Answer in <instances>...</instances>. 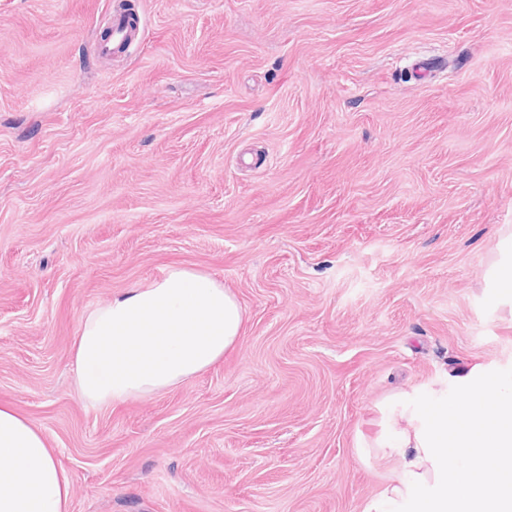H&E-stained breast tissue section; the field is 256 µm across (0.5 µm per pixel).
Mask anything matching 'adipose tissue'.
I'll use <instances>...</instances> for the list:
<instances>
[{"instance_id": "obj_1", "label": "adipose tissue", "mask_w": 512, "mask_h": 512, "mask_svg": "<svg viewBox=\"0 0 512 512\" xmlns=\"http://www.w3.org/2000/svg\"><path fill=\"white\" fill-rule=\"evenodd\" d=\"M243 311L212 275L173 267L92 310L74 340L76 387L94 406L179 386L223 360ZM380 430L362 456L396 473L367 512H512V379L475 364L378 405ZM69 480L43 434L0 407V512H67Z\"/></svg>"}]
</instances>
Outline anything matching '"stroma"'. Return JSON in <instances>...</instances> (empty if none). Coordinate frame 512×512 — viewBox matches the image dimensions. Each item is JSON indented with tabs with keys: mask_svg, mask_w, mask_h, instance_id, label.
Returning <instances> with one entry per match:
<instances>
[{
	"mask_svg": "<svg viewBox=\"0 0 512 512\" xmlns=\"http://www.w3.org/2000/svg\"><path fill=\"white\" fill-rule=\"evenodd\" d=\"M0 0V405L67 512H366L375 406L512 376V0ZM186 266L243 311L207 372L106 407L81 320ZM490 274L498 288H507L512 293V229L510 225L502 230L498 256L491 265Z\"/></svg>",
	"mask_w": 512,
	"mask_h": 512,
	"instance_id": "35a3bbf8",
	"label": "stroma"
}]
</instances>
